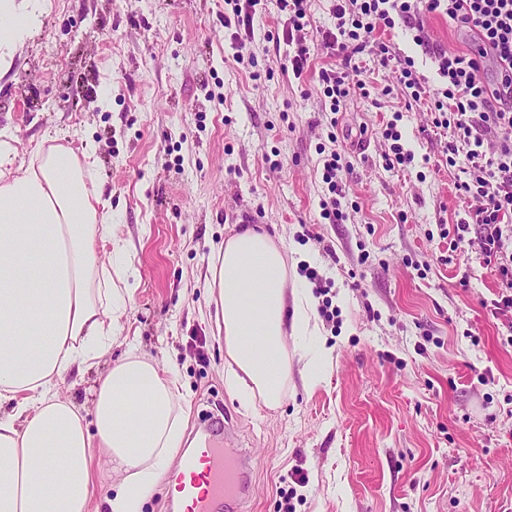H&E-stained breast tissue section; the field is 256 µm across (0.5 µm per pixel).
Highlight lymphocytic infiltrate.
Listing matches in <instances>:
<instances>
[{
	"label": "lymphocytic infiltrate",
	"instance_id": "lymphocytic-infiltrate-1",
	"mask_svg": "<svg viewBox=\"0 0 512 512\" xmlns=\"http://www.w3.org/2000/svg\"><path fill=\"white\" fill-rule=\"evenodd\" d=\"M288 17L282 30L284 43L294 46L288 62L294 76H302L310 61V49L302 32L309 24L308 0H277ZM336 27L323 31L320 45L337 56L338 62L322 69L319 80L329 100L331 113H338L356 91L364 90L353 57L368 52L381 65L396 62L399 82L413 101L429 100L436 127L452 130L445 147L449 166L465 157L466 180L457 185L462 195L475 201L471 221L454 227L457 242L473 234L486 263L492 264L505 293L500 306L512 307V0H333ZM447 15L478 45V53L448 51L432 43L423 23L425 14ZM403 25L413 42L429 53L439 78L437 92L412 57H397L390 43L377 33ZM493 66L495 80H487L486 66ZM341 156H324L322 181L327 195L321 202L322 216L343 220L340 195L344 170Z\"/></svg>",
	"mask_w": 512,
	"mask_h": 512
}]
</instances>
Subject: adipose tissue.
I'll list each match as a JSON object with an SVG mask.
<instances>
[{
	"label": "adipose tissue",
	"instance_id": "1",
	"mask_svg": "<svg viewBox=\"0 0 512 512\" xmlns=\"http://www.w3.org/2000/svg\"><path fill=\"white\" fill-rule=\"evenodd\" d=\"M46 0H0V76L39 28ZM97 146L30 158L0 129V512H90L94 453L122 480L107 512H142L183 445L186 400L176 365L136 348L109 360L135 288L113 271L127 250L93 172ZM109 249L101 261L100 249ZM205 287L244 406L274 409L288 393V338L303 342L313 388L333 359L314 299L289 289L282 240L243 228L213 254ZM97 368L87 406L61 394Z\"/></svg>",
	"mask_w": 512,
	"mask_h": 512
}]
</instances>
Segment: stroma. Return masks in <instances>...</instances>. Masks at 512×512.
<instances>
[{"mask_svg":"<svg viewBox=\"0 0 512 512\" xmlns=\"http://www.w3.org/2000/svg\"><path fill=\"white\" fill-rule=\"evenodd\" d=\"M41 27L0 77V129L24 154L98 145L95 172L128 244L137 290L124 329L175 362L199 422L231 416L254 455L250 512H512V308L501 282L445 227L474 207L446 163L447 130L409 104L395 66L358 64L366 90L332 116L319 70L332 0H309L314 56L294 77L270 35L286 17L267 0L236 60L224 0H47ZM397 121L415 159L388 169L382 131ZM351 167L347 217L321 215V150ZM283 238L289 285L311 264L338 315L320 331L334 357L306 388V352L288 345L282 405L247 408L226 385L207 316L213 250L246 217ZM367 262H360V254ZM307 476L294 484L293 473Z\"/></svg>","mask_w":512,"mask_h":512,"instance_id":"35a3bbf8","label":"stroma"}]
</instances>
